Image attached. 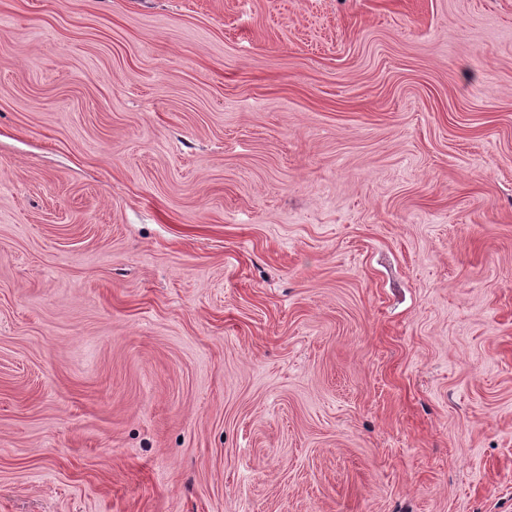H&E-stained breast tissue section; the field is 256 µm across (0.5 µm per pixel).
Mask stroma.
<instances>
[{"label":"stroma","instance_id":"stroma-1","mask_svg":"<svg viewBox=\"0 0 512 512\" xmlns=\"http://www.w3.org/2000/svg\"><path fill=\"white\" fill-rule=\"evenodd\" d=\"M0 512H512V0H0Z\"/></svg>","mask_w":512,"mask_h":512}]
</instances>
